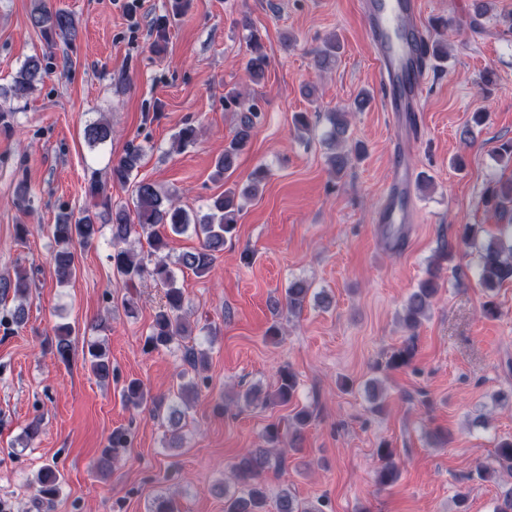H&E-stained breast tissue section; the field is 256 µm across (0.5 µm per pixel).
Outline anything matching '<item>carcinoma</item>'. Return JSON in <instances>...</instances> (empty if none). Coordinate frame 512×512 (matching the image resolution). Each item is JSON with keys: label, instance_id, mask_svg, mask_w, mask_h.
<instances>
[{"label": "carcinoma", "instance_id": "1", "mask_svg": "<svg viewBox=\"0 0 512 512\" xmlns=\"http://www.w3.org/2000/svg\"><path fill=\"white\" fill-rule=\"evenodd\" d=\"M31 27L40 32L46 43L52 45L60 39L64 42L73 41L78 36V22L69 11L48 6L47 0H33L29 12ZM250 54L246 62L247 76L254 82L260 81L269 66V58L264 51L261 36L254 30L249 31ZM339 44L335 40L326 43L316 58V64L324 69L337 57ZM46 76L45 67L37 57L27 59L13 77L12 83L4 94L13 98L23 99L29 96ZM225 109L237 113V122L232 138L224 146V153L216 160L213 177L227 181L234 174L238 160L251 145L254 131L262 119V112L257 104L248 106L240 101V96L233 90L224 96ZM345 112H331L328 115L330 124L326 133V146L329 150L327 158L330 169L341 176L352 159L361 158L364 147L356 143L346 148L348 121ZM198 129L187 124L174 136V144L184 150L196 143ZM84 139L91 147L105 145L112 141V126L104 119L89 123L84 128ZM141 159L137 148L129 150L125 156L112 162L110 179L112 185L133 188V206L135 214L124 206L112 204L106 188L96 180L89 183L87 193L97 200L96 206L103 209L105 223L111 232L112 269L122 278L129 298L124 300L126 313L133 317L137 313L138 302L134 289L152 282L165 289L164 301L156 310L149 333L144 342L147 352L181 349V359L186 369L181 377L189 372H198L204 367L207 354L194 345L186 346L183 341L191 336L183 316L184 294L176 286V278L169 256L165 254L168 245V234H182L193 229L200 240L199 248L182 254L178 265L191 270L202 277L210 273L217 254L224 251L226 239L233 236L240 206L236 195L244 197L256 196L261 191L267 178L264 167L256 168L250 175L248 184L241 190L231 187L224 194L214 198L207 207V213L201 217L190 215L177 205L173 195L162 191L155 182L147 179H136L134 170ZM486 203L506 223L501 225L499 232L487 238L477 240V229L469 225L465 227L459 241L476 244L479 252L477 268L478 284L487 292V301L483 305V315L495 318L499 314L494 292L505 283H512V179H498L490 183L486 192ZM99 213L87 211L73 220L68 215L60 217L51 226L50 232L54 243L53 264L59 282H66L75 277V245L87 247L91 245L101 232L102 225L97 223ZM146 242L147 249L136 250L131 240ZM454 245L442 247L435 260L429 265L427 275L417 288L409 295L402 313V322L409 331L418 328L421 318L431 305L439 291L441 263L453 257ZM30 288V276L26 269H19L15 275L0 277V299L13 297L15 305L0 312V325L7 328L20 327L26 321V299ZM310 288L304 280L291 282L286 293L288 312L302 309ZM71 327L62 325L55 328V351L58 359L67 364L70 361L72 344L70 341ZM84 360L89 364L92 374L99 380H107L112 375V366L102 344L90 341L86 344ZM415 355L414 337H407L400 347L394 350L385 361V368L398 369L411 364ZM298 382L296 374L289 368H282L278 374L276 389L265 400L268 405H285L294 400ZM122 397L127 405L134 409H150L159 416L165 415L169 426L176 430L183 420V412L175 403L165 405L162 399L149 396L143 384L138 380H130L123 387ZM314 417V411L308 407L296 410L293 415L268 425L263 432L265 448H254L238 456L231 465L232 478L236 482L234 491L224 487L219 490L224 494V512H266L268 495L263 484V474L271 469H279L284 465L285 457L281 445L286 443L296 448V441L302 430ZM132 441V434L127 429L112 431L108 448L97 462L100 472H109L112 461L117 458L119 449L126 448ZM381 465L377 470V480L382 485L394 483L399 476L395 462V454L388 444L383 443L377 449ZM495 458L499 468L507 475H512V439L505 438L498 442ZM65 479L57 470L46 466L41 469L36 484L37 508L50 507L59 496ZM277 512H324L322 504L306 506L287 489L279 492L276 499Z\"/></svg>", "mask_w": 512, "mask_h": 512}]
</instances>
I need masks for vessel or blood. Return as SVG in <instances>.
I'll list each match as a JSON object with an SVG mask.
<instances>
[{
  "label": "vessel or blood",
  "instance_id": "1",
  "mask_svg": "<svg viewBox=\"0 0 512 512\" xmlns=\"http://www.w3.org/2000/svg\"><path fill=\"white\" fill-rule=\"evenodd\" d=\"M366 34L372 49L380 104L401 135L417 129L427 64L418 46L427 33L421 21L420 0H360ZM388 192L375 215L379 224H410L416 214L415 173L405 163L404 148L395 145Z\"/></svg>",
  "mask_w": 512,
  "mask_h": 512
}]
</instances>
